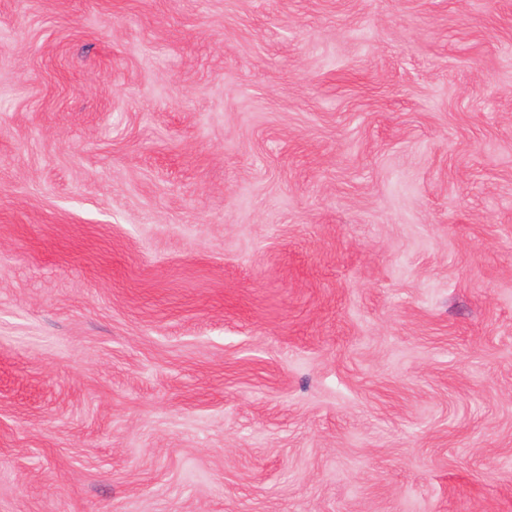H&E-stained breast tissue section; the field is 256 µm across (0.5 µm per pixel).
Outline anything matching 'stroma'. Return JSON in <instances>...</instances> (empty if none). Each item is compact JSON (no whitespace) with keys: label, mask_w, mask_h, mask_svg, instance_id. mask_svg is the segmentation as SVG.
<instances>
[{"label":"stroma","mask_w":512,"mask_h":512,"mask_svg":"<svg viewBox=\"0 0 512 512\" xmlns=\"http://www.w3.org/2000/svg\"><path fill=\"white\" fill-rule=\"evenodd\" d=\"M0 512H512V0H0Z\"/></svg>","instance_id":"1"}]
</instances>
